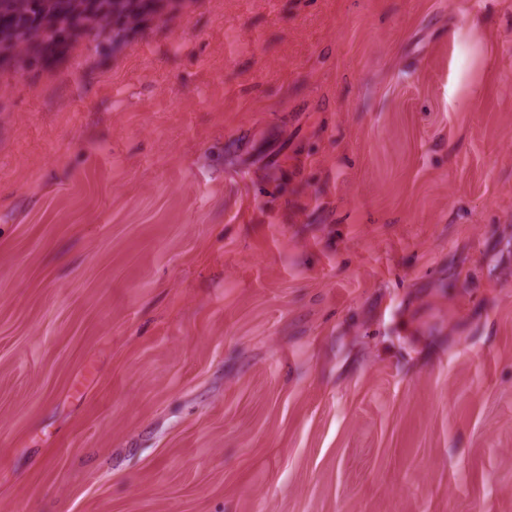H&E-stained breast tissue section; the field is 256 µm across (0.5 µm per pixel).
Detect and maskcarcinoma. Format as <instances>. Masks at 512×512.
Returning a JSON list of instances; mask_svg holds the SVG:
<instances>
[{
	"instance_id": "cac0c4a2",
	"label": "carcinoma",
	"mask_w": 512,
	"mask_h": 512,
	"mask_svg": "<svg viewBox=\"0 0 512 512\" xmlns=\"http://www.w3.org/2000/svg\"><path fill=\"white\" fill-rule=\"evenodd\" d=\"M0 10L21 18L27 13L41 14L45 24L22 26L20 24L0 27V54L13 53L25 40L44 35L50 36L53 26H67L73 20L82 21L87 31L97 28L112 14H125L132 17V0H100L94 13H87L84 0H0Z\"/></svg>"
}]
</instances>
